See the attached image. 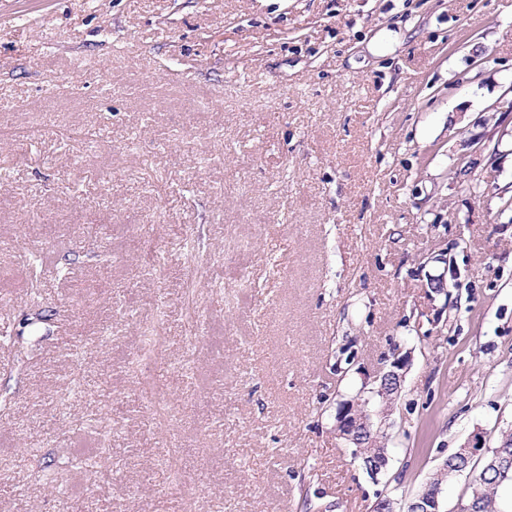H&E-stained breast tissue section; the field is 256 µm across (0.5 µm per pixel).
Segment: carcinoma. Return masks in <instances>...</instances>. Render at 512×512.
<instances>
[{
    "instance_id": "carcinoma-1",
    "label": "carcinoma",
    "mask_w": 512,
    "mask_h": 512,
    "mask_svg": "<svg viewBox=\"0 0 512 512\" xmlns=\"http://www.w3.org/2000/svg\"><path fill=\"white\" fill-rule=\"evenodd\" d=\"M389 449L385 446L365 448L359 459L364 469H369L372 459H387ZM448 468L457 471H476L469 498L461 503L460 512H506L500 502V490L512 484V434L500 438L495 448L486 455L481 467L473 459H466L453 452L448 455Z\"/></svg>"
}]
</instances>
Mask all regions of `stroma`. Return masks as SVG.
<instances>
[{
	"label": "stroma",
	"mask_w": 512,
	"mask_h": 512,
	"mask_svg": "<svg viewBox=\"0 0 512 512\" xmlns=\"http://www.w3.org/2000/svg\"><path fill=\"white\" fill-rule=\"evenodd\" d=\"M0 111V512L399 510L512 431V0H0ZM395 349L373 477L336 410ZM143 331L147 337L145 344V366L147 364L162 365L167 363L168 354L162 342V331L158 318L146 321L143 325ZM410 352H406L405 355L399 356L398 353H393L387 359V368L376 381L379 382L378 387L375 391H372L377 396L382 398L385 402L390 400L393 396L397 397L401 390L405 373L410 364ZM483 447L481 446V439L477 434L473 436L471 443L469 442L463 448H458L455 452L449 454L446 458H448V468L453 471L462 470L466 471H475L476 465L473 461V458L465 459L462 456L457 454L458 450L461 453H464L467 456L474 457L479 451H481ZM460 468V469H459Z\"/></svg>",
	"instance_id": "obj_1"
}]
</instances>
